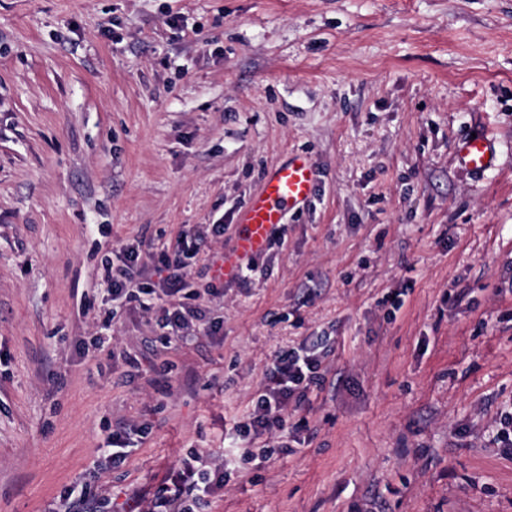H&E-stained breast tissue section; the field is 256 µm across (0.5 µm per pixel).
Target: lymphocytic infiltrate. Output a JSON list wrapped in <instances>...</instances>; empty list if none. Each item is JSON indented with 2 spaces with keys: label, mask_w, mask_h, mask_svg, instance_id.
<instances>
[{
  "label": "lymphocytic infiltrate",
  "mask_w": 512,
  "mask_h": 512,
  "mask_svg": "<svg viewBox=\"0 0 512 512\" xmlns=\"http://www.w3.org/2000/svg\"><path fill=\"white\" fill-rule=\"evenodd\" d=\"M223 235V225L203 224L190 236L180 234L159 244L143 234L134 244L113 249L103 264L113 301L134 302L143 313L156 314L163 348L217 336L220 322L204 321L201 312L189 306L197 297L190 281L196 261L208 256ZM324 359L313 343L276 352L265 367L251 411L236 422L221 457L208 462L195 452L181 459L151 503L134 492L119 504L84 487L77 493L65 490L51 512H201L240 464L292 454L290 439L307 428L299 410L310 388L325 384Z\"/></svg>",
  "instance_id": "lymphocytic-infiltrate-1"
}]
</instances>
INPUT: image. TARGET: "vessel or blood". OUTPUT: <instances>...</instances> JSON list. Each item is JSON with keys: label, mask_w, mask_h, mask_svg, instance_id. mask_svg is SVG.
I'll use <instances>...</instances> for the list:
<instances>
[{"label": "vessel or blood", "mask_w": 512, "mask_h": 512, "mask_svg": "<svg viewBox=\"0 0 512 512\" xmlns=\"http://www.w3.org/2000/svg\"><path fill=\"white\" fill-rule=\"evenodd\" d=\"M456 154L469 171L483 173L494 165V140L486 134L462 137L456 144ZM317 182L318 171L308 154L295 153L274 165L240 213L236 246L224 258L222 275L235 276L241 266L262 255L273 233L287 224L289 215L312 200Z\"/></svg>", "instance_id": "obj_1"}]
</instances>
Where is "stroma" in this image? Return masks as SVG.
Returning <instances> with one entry per match:
<instances>
[{"label":"stroma","instance_id":"1","mask_svg":"<svg viewBox=\"0 0 512 512\" xmlns=\"http://www.w3.org/2000/svg\"><path fill=\"white\" fill-rule=\"evenodd\" d=\"M482 132L497 161L475 175L455 144ZM298 151L320 182L284 246L223 297L195 278L214 341L167 350L113 313L112 248L201 224L229 248ZM309 336L330 386L304 443L210 512H512V0H0V512L81 478L152 498ZM119 421L146 434L114 468Z\"/></svg>","mask_w":512,"mask_h":512}]
</instances>
